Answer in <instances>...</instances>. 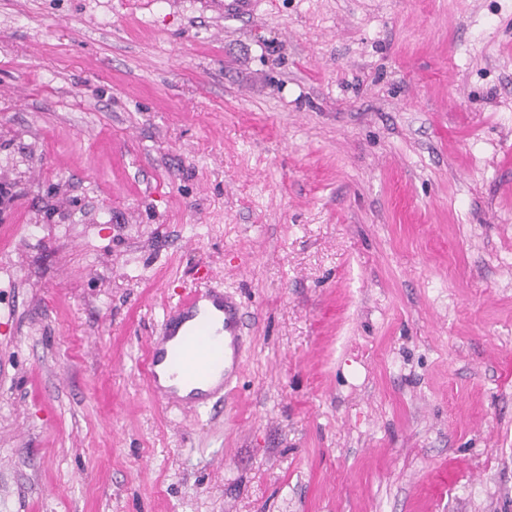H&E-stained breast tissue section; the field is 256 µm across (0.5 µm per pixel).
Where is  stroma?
<instances>
[{
	"instance_id": "1",
	"label": "stroma",
	"mask_w": 512,
	"mask_h": 512,
	"mask_svg": "<svg viewBox=\"0 0 512 512\" xmlns=\"http://www.w3.org/2000/svg\"><path fill=\"white\" fill-rule=\"evenodd\" d=\"M212 2L0 0V512H512V0ZM244 327L241 304L233 297L208 284L196 288L177 310L164 312L161 331L148 339L144 377L150 392L166 408L179 411L224 404L241 374ZM218 364L221 378L210 383ZM162 371L172 384L161 383ZM183 381L198 387L182 395ZM209 383L207 390L201 388Z\"/></svg>"
}]
</instances>
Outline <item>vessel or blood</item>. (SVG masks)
I'll return each instance as SVG.
<instances>
[{"mask_svg":"<svg viewBox=\"0 0 512 512\" xmlns=\"http://www.w3.org/2000/svg\"><path fill=\"white\" fill-rule=\"evenodd\" d=\"M244 327L233 297L208 285L196 288L178 309L165 311L160 332L148 339L150 392L179 411L225 402L241 373Z\"/></svg>","mask_w":512,"mask_h":512,"instance_id":"b4317fda","label":"vessel or blood"}]
</instances>
